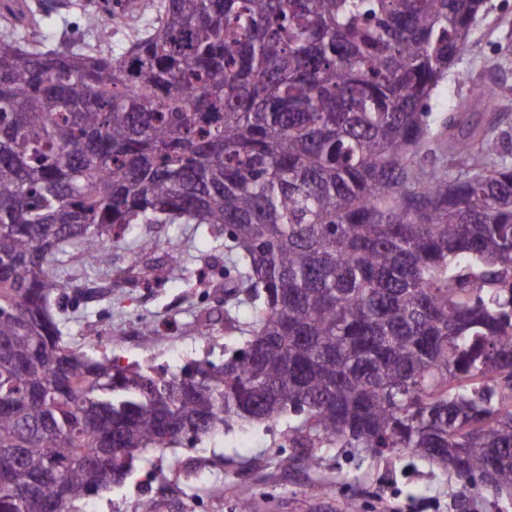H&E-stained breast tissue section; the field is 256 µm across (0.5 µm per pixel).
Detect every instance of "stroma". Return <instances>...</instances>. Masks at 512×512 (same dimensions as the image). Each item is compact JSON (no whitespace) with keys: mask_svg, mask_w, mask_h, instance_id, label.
<instances>
[{"mask_svg":"<svg viewBox=\"0 0 512 512\" xmlns=\"http://www.w3.org/2000/svg\"><path fill=\"white\" fill-rule=\"evenodd\" d=\"M28 2L44 12L46 34H55V22L63 18L71 38L93 40L83 14L68 7V0ZM486 5L473 26L470 51L429 101L435 121H443L473 85L512 90V0H487ZM147 231L159 242L180 237L191 259L149 288L115 285L105 272L86 277L72 266L73 288L53 302L54 315L67 317L65 341L96 358L174 373L194 360L222 363L232 337L219 322L210 340H202L194 321L206 309L219 319L224 315L223 240L191 224H152ZM202 274L210 277L205 289L197 285ZM145 320L161 328L156 342L144 340ZM169 455L180 466L166 480L146 479V471L159 463L149 457L137 462L123 486L82 500L75 512H137L145 500L166 501L162 512H237L243 501L250 503L251 512H512V500L469 493L454 474H442L409 455L374 458L353 448H335L314 466L302 458L286 464L289 451L279 427H237L214 439L182 442ZM319 484L327 491L318 496L312 489Z\"/></svg>","mask_w":512,"mask_h":512,"instance_id":"stroma-1","label":"stroma"}]
</instances>
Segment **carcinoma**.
<instances>
[{"instance_id":"obj_1","label":"carcinoma","mask_w":512,"mask_h":512,"mask_svg":"<svg viewBox=\"0 0 512 512\" xmlns=\"http://www.w3.org/2000/svg\"><path fill=\"white\" fill-rule=\"evenodd\" d=\"M484 11L132 0L76 43L0 0V512H74L145 454L285 418L290 462L404 452L512 492V165L479 119L500 93L441 132L428 108ZM444 155L471 171L448 179ZM147 224L224 237L223 363L170 375L62 344L65 266L155 250Z\"/></svg>"}]
</instances>
